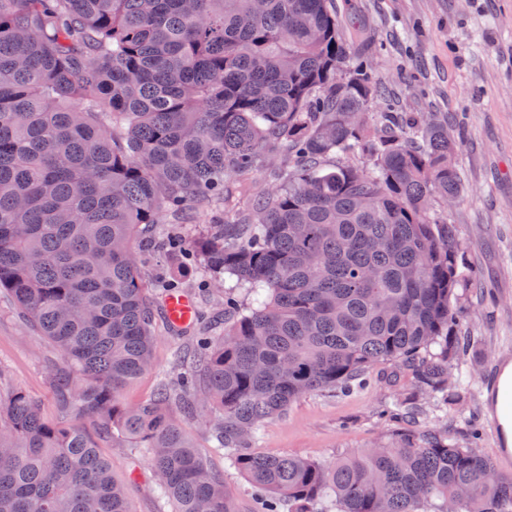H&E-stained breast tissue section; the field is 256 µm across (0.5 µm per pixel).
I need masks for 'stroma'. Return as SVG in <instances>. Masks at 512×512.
<instances>
[{"mask_svg":"<svg viewBox=\"0 0 512 512\" xmlns=\"http://www.w3.org/2000/svg\"><path fill=\"white\" fill-rule=\"evenodd\" d=\"M351 28L372 40L370 75L386 87L395 111L454 118L448 137L460 171L463 196L434 203L430 217L452 224L461 244L464 280L453 303L470 338L467 353L450 359L469 375L464 398L420 395L414 430L433 429L464 448L475 443L499 477L512 479V446L504 441L491 406L492 379L500 357H512V0H345ZM150 274L174 281L192 301H203L205 323L224 320L221 292H207V278L194 265L160 254L148 257ZM185 337L158 326L151 368L128 385L125 404L153 397L174 376ZM59 350L27 330L12 297L0 291V393L18 388L35 399L52 423L94 433L91 419L64 408L58 391ZM415 382L397 364L376 366L366 387L350 393L315 392L295 401L283 416L267 421L254 450L300 456L327 464L338 454H358L393 445L401 426L384 414ZM175 417L210 466L223 475L238 512H252L243 475L214 453L203 413ZM113 475L126 482L134 512H174L160 499L146 455L120 439L98 438Z\"/></svg>","mask_w":512,"mask_h":512,"instance_id":"35a3bbf8","label":"stroma"}]
</instances>
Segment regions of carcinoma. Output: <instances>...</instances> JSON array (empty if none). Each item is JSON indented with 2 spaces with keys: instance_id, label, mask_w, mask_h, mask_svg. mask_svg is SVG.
Instances as JSON below:
<instances>
[{
  "instance_id": "obj_1",
  "label": "carcinoma",
  "mask_w": 512,
  "mask_h": 512,
  "mask_svg": "<svg viewBox=\"0 0 512 512\" xmlns=\"http://www.w3.org/2000/svg\"><path fill=\"white\" fill-rule=\"evenodd\" d=\"M343 23L337 0H0V290L59 349L65 405L144 449L174 512H235L170 409L199 385L262 512H512V480L435 430L332 465L252 451L293 402L380 364L444 392L468 346L456 232L427 218L461 193L448 129L388 111V134L368 130L386 93ZM258 171L275 183L234 229L153 235ZM139 234L224 288V333L125 407L150 366L148 290L171 288L148 284ZM0 512L132 510L83 431L16 389L0 397Z\"/></svg>"
}]
</instances>
